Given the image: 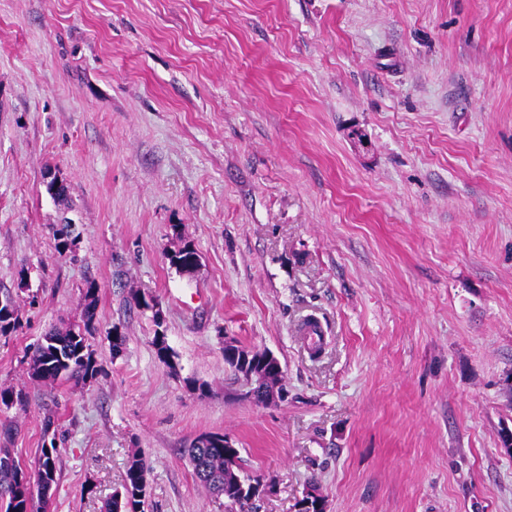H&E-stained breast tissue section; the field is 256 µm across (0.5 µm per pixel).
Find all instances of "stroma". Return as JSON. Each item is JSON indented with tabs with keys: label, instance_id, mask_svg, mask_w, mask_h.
<instances>
[{
	"label": "stroma",
	"instance_id": "1",
	"mask_svg": "<svg viewBox=\"0 0 512 512\" xmlns=\"http://www.w3.org/2000/svg\"><path fill=\"white\" fill-rule=\"evenodd\" d=\"M90 280L98 374L34 381ZM6 293L27 403L0 426L30 466L56 411L50 512H101L134 452L149 512H227L203 433L271 482L255 512H512V0H0ZM228 339L280 360L283 402L243 396Z\"/></svg>",
	"mask_w": 512,
	"mask_h": 512
}]
</instances>
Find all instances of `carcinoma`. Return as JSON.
Returning a JSON list of instances; mask_svg holds the SVG:
<instances>
[{"instance_id":"1","label":"carcinoma","mask_w":512,"mask_h":512,"mask_svg":"<svg viewBox=\"0 0 512 512\" xmlns=\"http://www.w3.org/2000/svg\"><path fill=\"white\" fill-rule=\"evenodd\" d=\"M197 260V252L190 243L183 244L173 255L170 262L175 267ZM0 304V335L4 336L17 327L19 322L18 306L15 299L7 294ZM98 286L87 282L85 289V307L82 323L63 331L46 333L33 345L28 356V370L37 381L84 383L93 378L97 367L89 351L88 337L96 331V306ZM253 353L252 363L248 367H237L233 372L243 377L253 375L260 377L264 369L261 366L262 354L257 349ZM24 396L11 387L0 386V405L10 408L15 404L24 405ZM224 439L217 436V442L206 441L198 437L188 449L190 462L196 477L214 493L224 497L230 507L245 510L252 507L253 500L239 497L235 490L239 483L245 481L240 465V452L224 454ZM56 437H51L49 444L42 445L41 455L33 466L22 465L12 455L9 448H0V501L6 504L5 512H47L50 498L42 495L33 496L34 478L41 473L57 476ZM149 469L146 458L140 453H133L128 460L120 493L128 488H136L139 474ZM148 503L141 500L119 501V493L114 494L105 503V512H146Z\"/></svg>"}]
</instances>
